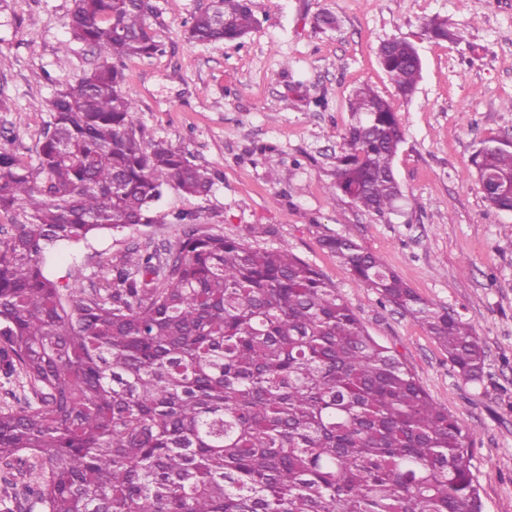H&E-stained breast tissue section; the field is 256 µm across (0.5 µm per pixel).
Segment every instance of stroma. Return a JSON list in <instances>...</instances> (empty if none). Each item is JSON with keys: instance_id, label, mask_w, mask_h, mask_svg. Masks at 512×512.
I'll use <instances>...</instances> for the list:
<instances>
[{"instance_id": "stroma-1", "label": "stroma", "mask_w": 512, "mask_h": 512, "mask_svg": "<svg viewBox=\"0 0 512 512\" xmlns=\"http://www.w3.org/2000/svg\"><path fill=\"white\" fill-rule=\"evenodd\" d=\"M211 0H150L147 22L163 54L124 64L136 134L191 154L215 176L209 195L167 187L157 219L94 237L58 257L61 283L85 288L131 243L155 249L198 228L261 248H285L317 268L427 390L472 435L483 512H512V214L492 208L471 155L491 136L512 140V0H252L257 23L242 40L197 44L186 24ZM71 0H6L0 7V144L32 162L52 120L56 90L98 62L71 41ZM331 12L336 29L318 27ZM444 18L455 38L425 24ZM418 49L422 70L402 98L379 62L383 41ZM370 85L398 113L394 160L403 189L381 218L326 186L351 114ZM355 239L419 296L459 313L485 357L482 379L453 369L427 329L382 307L324 245Z\"/></svg>"}]
</instances>
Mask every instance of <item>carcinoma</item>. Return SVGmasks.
Instances as JSON below:
<instances>
[{
    "mask_svg": "<svg viewBox=\"0 0 512 512\" xmlns=\"http://www.w3.org/2000/svg\"><path fill=\"white\" fill-rule=\"evenodd\" d=\"M149 0H73L71 39L101 59L50 100L35 162L0 147V371L27 390L0 410V512H482L470 432L380 344L312 265L195 229L134 245L88 288L55 257L106 230L154 221L170 185L204 196L210 171L134 129L122 63L162 45ZM251 0H211L190 42L236 41ZM404 96L415 46L379 48ZM332 196L384 218L402 197L403 130L369 87L349 99ZM478 179L512 180V145L481 140ZM324 246L355 281L425 325L468 382L484 350L470 325L425 301L354 239Z\"/></svg>",
    "mask_w": 512,
    "mask_h": 512,
    "instance_id": "cac0c4a2",
    "label": "carcinoma"
}]
</instances>
